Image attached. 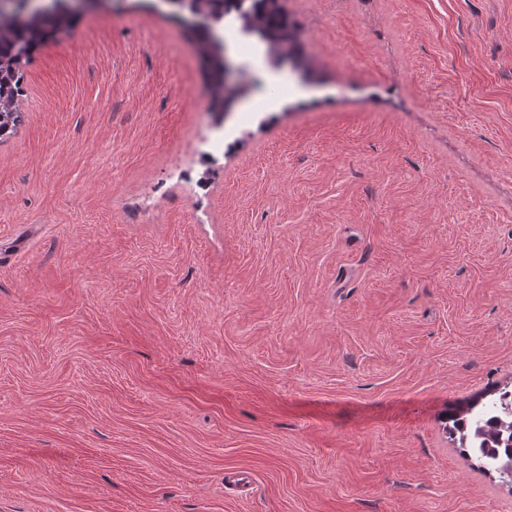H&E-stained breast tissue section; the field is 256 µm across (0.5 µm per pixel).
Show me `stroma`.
<instances>
[{
	"mask_svg": "<svg viewBox=\"0 0 512 512\" xmlns=\"http://www.w3.org/2000/svg\"><path fill=\"white\" fill-rule=\"evenodd\" d=\"M312 76L159 0L0 141V512H512L443 419L512 383V0H286ZM276 111H268L270 102ZM192 31L197 39L198 49L208 61L212 72L213 79L208 88L209 110L210 112L217 114L227 112L229 101L235 95L236 89L225 94L224 91H222V87L224 85V88H228L234 84V64L226 56L225 44L224 47H219L218 45L208 41L201 31H196L194 29ZM222 49H224V67L219 65L217 61L218 51H221Z\"/></svg>",
	"mask_w": 512,
	"mask_h": 512,
	"instance_id": "obj_1",
	"label": "stroma"
}]
</instances>
